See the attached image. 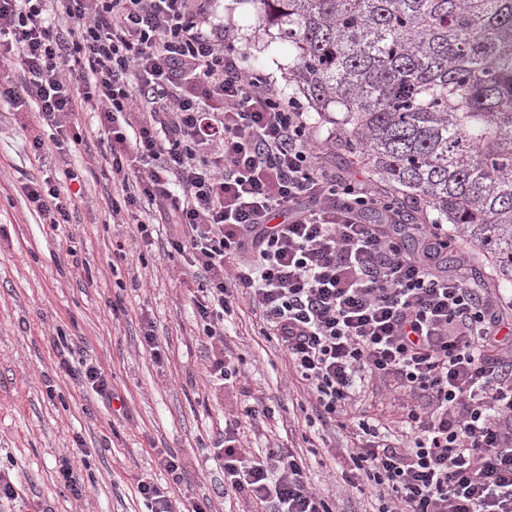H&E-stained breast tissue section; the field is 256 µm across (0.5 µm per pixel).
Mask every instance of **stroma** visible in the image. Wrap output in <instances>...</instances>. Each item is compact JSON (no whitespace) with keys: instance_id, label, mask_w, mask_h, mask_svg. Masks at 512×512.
<instances>
[{"instance_id":"1","label":"stroma","mask_w":512,"mask_h":512,"mask_svg":"<svg viewBox=\"0 0 512 512\" xmlns=\"http://www.w3.org/2000/svg\"><path fill=\"white\" fill-rule=\"evenodd\" d=\"M214 16L230 30L244 68L269 73L284 96L299 97L288 80L296 48L265 26L258 0H214ZM311 121L326 167L340 177L367 175L359 153L337 149L334 124L316 114ZM74 122L84 141L68 160L38 158L29 136L37 113L19 121L0 110V469L17 491L0 500V512H149L137 489L142 476L173 492L177 512L203 500L211 512H240L241 502L224 491L212 444L241 396L205 380L213 353L183 284L187 263L168 254V227L157 226L152 246L139 247L113 224L117 191L104 174L96 120L79 112ZM67 168L81 176L84 197L69 223L54 228L30 211L25 186ZM447 258L452 269L467 260L489 291L501 287L465 234ZM149 321L162 348L158 362L143 346ZM225 342L241 355L251 393L273 412L251 436L253 450L297 452L333 512H374V501L341 478L350 465L347 431L317 419L284 352L259 335L248 304L228 325ZM89 360L108 375L113 403L73 377ZM163 453L181 460L180 482L159 466ZM65 455L87 490L83 497L58 477Z\"/></svg>"}]
</instances>
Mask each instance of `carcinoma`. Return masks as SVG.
Masks as SVG:
<instances>
[{
    "mask_svg": "<svg viewBox=\"0 0 512 512\" xmlns=\"http://www.w3.org/2000/svg\"><path fill=\"white\" fill-rule=\"evenodd\" d=\"M339 145L512 281V0H258Z\"/></svg>",
    "mask_w": 512,
    "mask_h": 512,
    "instance_id": "1",
    "label": "carcinoma"
}]
</instances>
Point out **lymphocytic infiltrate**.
<instances>
[{"instance_id": "lymphocytic-infiltrate-1", "label": "lymphocytic infiltrate", "mask_w": 512, "mask_h": 512, "mask_svg": "<svg viewBox=\"0 0 512 512\" xmlns=\"http://www.w3.org/2000/svg\"><path fill=\"white\" fill-rule=\"evenodd\" d=\"M212 0H0V107L34 108L35 154L82 142L69 117L93 114L122 197L112 221L173 228L188 256V295L213 352L209 381H237L224 324L241 302L259 316L316 400L320 420L349 432L343 479L377 512H512V318L465 268L437 259L451 237L417 225L424 250L367 224L387 208L365 178H336L314 149L296 99L242 67ZM79 176L29 182L42 223H69ZM403 397L405 439L360 407L366 386ZM270 414L248 397L214 453L224 487L266 512H331L302 458L254 453L247 429Z\"/></svg>"}]
</instances>
